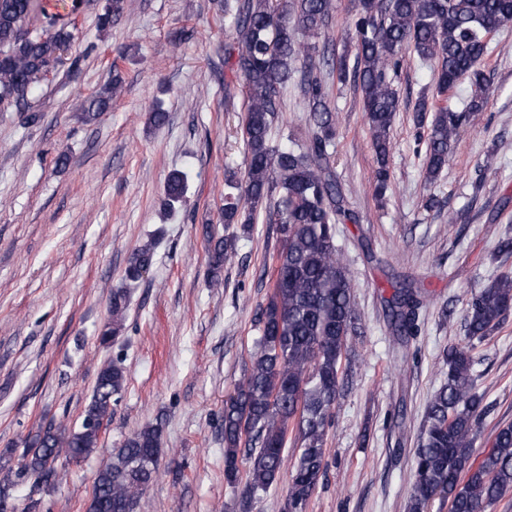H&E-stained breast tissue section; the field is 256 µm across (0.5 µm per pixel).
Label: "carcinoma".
Returning <instances> with one entry per match:
<instances>
[{"instance_id": "1", "label": "carcinoma", "mask_w": 512, "mask_h": 512, "mask_svg": "<svg viewBox=\"0 0 512 512\" xmlns=\"http://www.w3.org/2000/svg\"><path fill=\"white\" fill-rule=\"evenodd\" d=\"M56 5L42 0H0V110L27 113L29 97L56 70L61 52L73 39ZM333 0H224V21L232 32L225 59L244 94L245 174L226 177L229 191L221 209L225 226L255 223L259 205L272 191L279 200L270 218L278 224L281 247L276 255L270 294L261 308V335L250 366L224 404V478L244 482L249 500L261 499L278 481L288 455L297 449L288 482V512H305L325 467V445L336 401L347 339L356 318L352 279L336 246V224L349 216L342 187L331 165L329 148L336 138V114L328 105L325 81L315 73L314 39L328 26ZM124 11V0H105L97 18L101 32ZM512 22V0H359L352 39L354 65L342 56L322 60L345 84L353 77L377 157L374 195L389 186L391 131L400 94L394 75L415 54L437 65V95L466 80L471 96L455 111L423 97L416 121L427 125L424 171L434 183L448 164L459 129L486 103L487 77L479 63L488 36ZM299 76L307 104L309 135L287 147L270 141L282 111V92ZM122 88L112 77L75 108L91 121L109 111ZM433 113L427 118V113ZM187 176L171 172L165 198L170 207L183 201ZM210 286L235 255L236 236L205 228ZM154 246L146 244L129 258L125 279L138 282L153 266ZM386 299L389 324L398 335L418 332L421 287L392 283ZM129 296L112 291L109 320L100 343L122 334ZM512 309V271L474 293L465 315L467 335L482 340ZM445 382L431 398L422 425L412 474L409 512H428L439 499L448 512H485L512 489V424L495 433L491 448L475 456V430L482 414L471 350L453 346L446 358ZM127 386L122 360L104 363L79 427L54 423L39 429L21 455L15 476L57 478L60 457L85 459L98 447ZM163 425L150 423L127 436L94 478L87 512H136L141 496L159 473ZM249 462L241 471L240 455Z\"/></svg>"}]
</instances>
